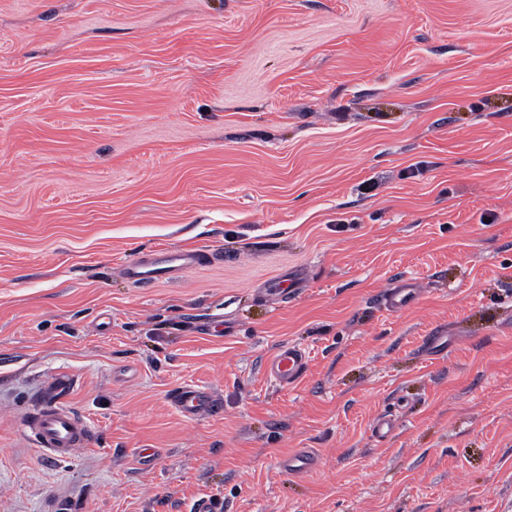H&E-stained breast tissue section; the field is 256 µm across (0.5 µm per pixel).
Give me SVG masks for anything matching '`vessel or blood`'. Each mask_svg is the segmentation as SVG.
I'll return each mask as SVG.
<instances>
[{"label": "vessel or blood", "mask_w": 512, "mask_h": 512, "mask_svg": "<svg viewBox=\"0 0 512 512\" xmlns=\"http://www.w3.org/2000/svg\"><path fill=\"white\" fill-rule=\"evenodd\" d=\"M208 260V254L200 250L162 247L127 263L123 273L133 283L147 286L197 269ZM416 297L414 282L408 279L384 290L380 300L389 310L399 312L413 305ZM307 367L306 350L291 345L272 356L267 363L266 374L275 384L288 387L303 377ZM69 389L67 376L58 374L52 377L25 420V429L37 448L58 461L72 459L79 450L89 447L92 438L89 423L66 401ZM171 402L189 420L208 415L215 408L210 392L190 385L175 390Z\"/></svg>", "instance_id": "b4317fda"}]
</instances>
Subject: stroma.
Wrapping results in <instances>:
<instances>
[{
	"label": "stroma",
	"instance_id": "stroma-1",
	"mask_svg": "<svg viewBox=\"0 0 512 512\" xmlns=\"http://www.w3.org/2000/svg\"><path fill=\"white\" fill-rule=\"evenodd\" d=\"M157 246L210 261L129 282ZM59 372L65 463L23 427ZM209 494L512 512V0H0V512ZM415 283L408 279L394 288L384 290L380 295V300L389 310L393 312L402 311L415 303L417 289L413 288ZM308 367V354L298 345L281 348L268 361L267 377L275 384L288 387L298 382ZM171 402L188 420H197L214 411L215 401L207 390L196 386H182L171 394Z\"/></svg>",
	"mask_w": 512,
	"mask_h": 512
}]
</instances>
